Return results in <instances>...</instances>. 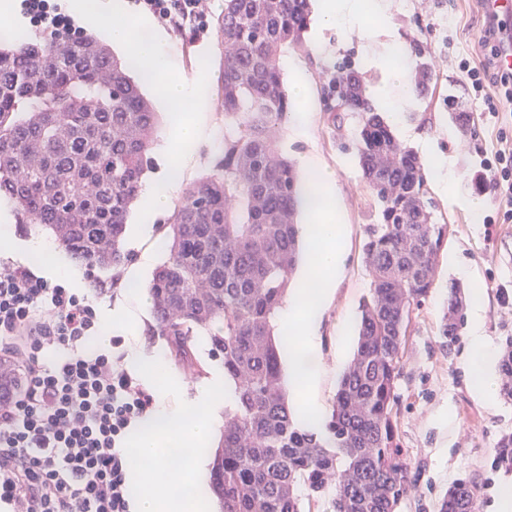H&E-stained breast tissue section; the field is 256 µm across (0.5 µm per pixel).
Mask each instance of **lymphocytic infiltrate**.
<instances>
[{
    "label": "lymphocytic infiltrate",
    "mask_w": 512,
    "mask_h": 512,
    "mask_svg": "<svg viewBox=\"0 0 512 512\" xmlns=\"http://www.w3.org/2000/svg\"><path fill=\"white\" fill-rule=\"evenodd\" d=\"M206 0H134L182 39L206 31ZM30 23L60 38L72 22L56 0H22ZM479 61L458 69L497 124L499 147L483 159L484 180L512 223V71L500 67V29L488 23ZM87 294L22 265H0V345L18 358L17 385L0 396V505L9 512H132L123 444L153 397L124 367ZM57 352L46 363L47 352Z\"/></svg>",
    "instance_id": "obj_1"
}]
</instances>
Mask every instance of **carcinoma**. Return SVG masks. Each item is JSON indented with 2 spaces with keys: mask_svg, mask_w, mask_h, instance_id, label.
<instances>
[{
  "mask_svg": "<svg viewBox=\"0 0 512 512\" xmlns=\"http://www.w3.org/2000/svg\"><path fill=\"white\" fill-rule=\"evenodd\" d=\"M310 13V0H224L213 20L223 54L216 96L233 122L222 173L195 183L173 210L168 258L149 285L160 333L177 355L189 359L194 338L207 334L236 388L211 466L224 512H302L296 488L318 497L331 484L334 512H396L409 485L392 414L395 382L448 225L432 222L419 158L348 70L336 74V99L361 114L357 158L382 217L366 228L371 289L325 435L288 411L272 321L300 256L298 176L271 132L289 109L280 53L304 48ZM155 124L125 63L91 35L0 49V195L78 261L113 269L128 260L125 225ZM465 307L461 287L451 285L442 329L450 340ZM499 367L511 401L512 337ZM490 467L512 474V432L499 438ZM475 504V484L460 480L440 512H475Z\"/></svg>",
  "mask_w": 512,
  "mask_h": 512,
  "instance_id": "1",
  "label": "carcinoma"
}]
</instances>
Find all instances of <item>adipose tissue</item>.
<instances>
[{
  "instance_id": "ef3b65f1",
  "label": "adipose tissue",
  "mask_w": 512,
  "mask_h": 512,
  "mask_svg": "<svg viewBox=\"0 0 512 512\" xmlns=\"http://www.w3.org/2000/svg\"><path fill=\"white\" fill-rule=\"evenodd\" d=\"M390 6L391 0H319L315 19L318 30L333 29L346 35L363 13L372 14L378 24V38L370 59L385 74L384 86L376 93L383 102L389 88L407 87L411 65L405 42L394 36L387 24ZM383 110L391 125H399L398 108L384 102ZM303 167L307 176L301 196L305 260L287 304L278 313L277 325L283 339L282 357L288 368V383L296 396V414L311 427L317 425L322 411L321 404L308 394L320 376L313 362L319 352V324L344 263L346 231L337 216L333 174L311 158L304 160ZM467 332L470 387L484 401L495 402V348L485 333L481 301H474L471 307Z\"/></svg>"
}]
</instances>
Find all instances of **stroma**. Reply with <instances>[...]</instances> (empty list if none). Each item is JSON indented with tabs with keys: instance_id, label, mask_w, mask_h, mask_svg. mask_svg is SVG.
<instances>
[{
	"instance_id": "stroma-1",
	"label": "stroma",
	"mask_w": 512,
	"mask_h": 512,
	"mask_svg": "<svg viewBox=\"0 0 512 512\" xmlns=\"http://www.w3.org/2000/svg\"><path fill=\"white\" fill-rule=\"evenodd\" d=\"M390 22L406 45L422 40L425 60L436 84L428 98H415L400 114L402 125L419 133L436 152L447 158L456 177L442 188L434 172H427V188L437 222L449 226L448 239L437 257L434 284L421 305L415 307L402 345L396 380L395 424L403 458L409 468L410 488L397 512H439L449 487L461 479L476 483V512H496L495 492L502 473L490 467V457L504 433L512 432V403L498 400L490 406L471 392L462 368L467 339L448 341L441 333L448 287L459 283L463 292L474 286L484 290L487 336L502 346L512 336V223L488 224L499 201L480 183L481 161L497 147L496 130L487 121L480 101L470 95L457 63L475 57L485 22L478 0H394ZM168 47L179 75L192 76L202 49H209V78L217 80L221 49L214 31L194 43L168 34ZM304 48H288L281 63L302 66L311 88L310 116L305 135H297L294 122L282 123L274 137L294 164L315 154L336 179L338 208L348 227L345 264L322 317V345L316 358L321 368L317 394L325 410H332L343 372L357 347L361 312L371 277L363 261L366 227L380 221L370 188L356 156L360 118L352 112L332 118L327 110V81L342 65L359 71L368 90L381 83L379 70L365 68L362 55L369 47L359 31L348 38L324 32L304 35ZM455 112L466 113L467 131L452 122ZM84 289L90 290L97 315L108 314L130 291L127 268L106 270L71 261ZM107 284V292H92L94 282ZM139 342L145 348L162 346L171 371L188 386L206 374L215 356L203 337H196L191 363L175 354L169 337L160 334L152 314H145Z\"/></svg>"
}]
</instances>
